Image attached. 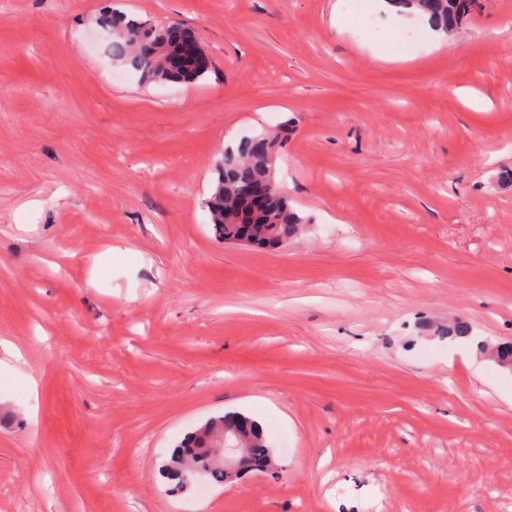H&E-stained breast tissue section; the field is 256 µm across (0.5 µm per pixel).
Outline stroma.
Returning a JSON list of instances; mask_svg holds the SVG:
<instances>
[{
	"label": "stroma",
	"instance_id": "stroma-1",
	"mask_svg": "<svg viewBox=\"0 0 512 512\" xmlns=\"http://www.w3.org/2000/svg\"><path fill=\"white\" fill-rule=\"evenodd\" d=\"M112 8L182 23L209 72L140 83ZM268 132L310 219L276 251L204 206ZM0 341V512H498L512 0L445 35L381 0H0ZM228 411L277 470L171 489L170 450Z\"/></svg>",
	"mask_w": 512,
	"mask_h": 512
}]
</instances>
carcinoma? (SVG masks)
Masks as SVG:
<instances>
[{
    "mask_svg": "<svg viewBox=\"0 0 512 512\" xmlns=\"http://www.w3.org/2000/svg\"><path fill=\"white\" fill-rule=\"evenodd\" d=\"M398 2L422 12L433 27L445 33L452 31L475 6V0ZM100 24L112 38L109 48L113 59L139 74L143 83H196L209 70V66L201 64L191 70L167 69L165 56L178 51L181 43L195 40L185 30L179 39L165 41L163 29L130 18L117 9L102 15ZM273 143L267 136L247 140L237 151L224 153L217 164L218 183L206 207L215 233L226 242L240 244L246 239L250 246L275 250L308 223L275 184L264 211L254 212L248 205L247 197L256 185L275 181ZM222 432L238 434V447L247 449L248 469L263 472L275 465L274 450L267 444L259 423L241 413H227L211 417L185 434L165 465L168 477L182 488L190 487L193 473H200L218 485L231 479L213 462L209 450V434Z\"/></svg>",
    "mask_w": 512,
    "mask_h": 512,
    "instance_id": "cac0c4a2",
    "label": "carcinoma"
}]
</instances>
